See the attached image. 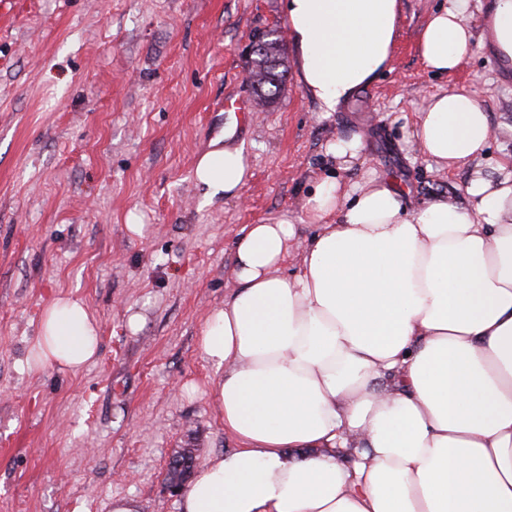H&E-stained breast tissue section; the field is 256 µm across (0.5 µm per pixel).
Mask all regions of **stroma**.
Wrapping results in <instances>:
<instances>
[{"mask_svg": "<svg viewBox=\"0 0 512 512\" xmlns=\"http://www.w3.org/2000/svg\"><path fill=\"white\" fill-rule=\"evenodd\" d=\"M448 0H401L391 72L325 114L288 72L256 102L245 50L287 31L280 0H19L0 27V512H179L163 489L168 455L234 447L205 393L197 339L233 288L237 234L297 214L326 145L363 134L366 170L404 185L411 205L465 203L469 171L437 170L410 137L436 93L477 89L495 137L483 171L512 158V67L474 42L453 73L422 62L423 26ZM243 146L251 176L236 198L205 200L198 158ZM338 170V169H337ZM80 299L101 325L99 354L70 371H31L45 308ZM140 314L132 331L127 319Z\"/></svg>", "mask_w": 512, "mask_h": 512, "instance_id": "stroma-1", "label": "stroma"}]
</instances>
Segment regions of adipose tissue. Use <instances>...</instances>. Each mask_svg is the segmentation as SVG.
I'll return each instance as SVG.
<instances>
[{"label": "adipose tissue", "mask_w": 512, "mask_h": 512, "mask_svg": "<svg viewBox=\"0 0 512 512\" xmlns=\"http://www.w3.org/2000/svg\"><path fill=\"white\" fill-rule=\"evenodd\" d=\"M299 80L320 111L392 70L400 0H280ZM470 0H448L419 41L456 71ZM486 38L512 62V0H487ZM494 135L476 90L434 95L412 136L439 169H470L468 202L409 206L392 179L329 174L239 234L233 291L199 350L235 448L207 459L179 512H512V160L472 169ZM243 148L204 153L207 198L239 195ZM313 226L299 244V223ZM100 326L80 300L41 317L40 367L76 370Z\"/></svg>", "instance_id": "obj_1"}]
</instances>
